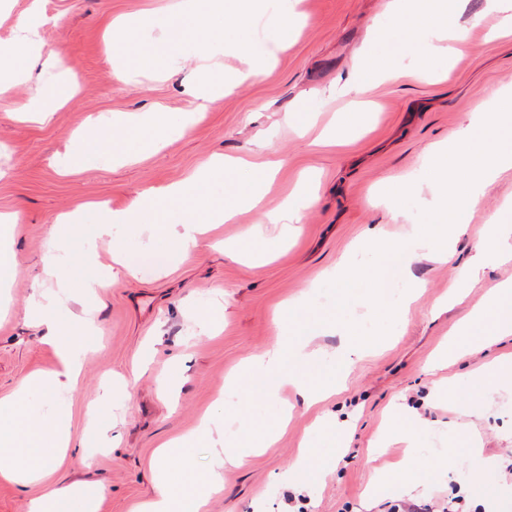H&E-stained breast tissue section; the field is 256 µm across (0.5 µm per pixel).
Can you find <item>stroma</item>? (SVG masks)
Wrapping results in <instances>:
<instances>
[{"mask_svg":"<svg viewBox=\"0 0 512 512\" xmlns=\"http://www.w3.org/2000/svg\"><path fill=\"white\" fill-rule=\"evenodd\" d=\"M390 2L301 0L298 33L264 74L210 102L200 123L158 153L132 165L103 158L75 175L61 174L56 160L90 121L153 108L172 113L194 108L187 93L198 74L192 57H177L162 79L147 71L123 83L110 76L113 19L149 17L163 12L170 0H5L0 7V40L10 37L33 4L53 16L44 38L61 53L77 86L46 125L0 111V142L12 148L10 159L0 158V212L22 213L10 266L0 272L5 299L0 306V398L30 374L58 365L54 349L42 340L41 326L26 314L34 291L47 296L55 291V280L45 275L41 260L54 249L50 230L58 215L90 200L125 208L139 192L185 178L212 155L251 158L261 139L268 144V158L282 163L265 193V209L280 208L305 169L316 168L320 180L318 199L301 212L296 231L259 266L224 253L225 243L252 230L267 237L280 234V226L255 225L251 211L206 232L203 245L170 268L140 262L148 238L139 225L118 228L115 236L126 249L130 269L116 282L107 273L113 265L109 246L98 247L96 263L85 258L82 227L91 223V215L70 228L66 274L84 290L76 301L66 302L61 316L69 320L91 309L95 317L83 338L87 354L68 401L74 447L58 461L57 476L102 484V512H127L131 501L153 493L152 456L159 440L193 431L205 416L236 404V395L224 384L243 358L279 343L284 305L297 302L312 284L319 289L317 303L331 304L326 272L345 257L368 262L369 235L389 243L404 240L408 225L419 223L422 204L413 201L404 217H393L382 202L384 188L404 179L425 181L426 148L450 140L498 90L512 88V35H498L500 17L488 11L486 0H463L461 23L476 14L483 22L471 29V49L455 58L448 80L433 84L415 78L412 54L404 52L397 76L367 94L376 111L374 129L346 145L316 144L321 129L348 109L349 100L339 90L356 65L371 23L387 22ZM305 101L316 114L312 128L301 136L287 126L286 115ZM510 203L512 171H507L467 212L466 231L453 241L447 262L422 256L411 262L390 297L398 319L383 340L352 353L344 385L335 395L308 409L289 390L274 401L253 392L255 417L275 419L286 403L291 408L288 425L271 447L249 456L244 466L225 470L224 486L211 497L208 512H287L294 489L302 492V512H389L396 500L446 503L456 484L483 512H512V478L503 473L512 462V388L502 387L478 403L463 395L451 405L434 396L444 379L465 386L471 370L512 348V337L442 369H428L452 326L478 306L485 289L512 280V261L490 262L461 302L445 311L434 308L454 285L457 268L484 239L488 224ZM96 276L100 286L88 287ZM416 281L425 287L415 300H407ZM202 312L221 317L219 328L200 332L196 318ZM109 383L118 387L103 415L113 443L105 452L83 454L77 444L88 437V419L98 413L101 388ZM396 406L425 426L417 439L420 464L410 483L374 494L370 487L377 474L406 450L402 441L373 449ZM322 414L335 421L331 439L318 440L319 458L289 474V464L303 452L306 428ZM461 431L493 460L484 479H474L463 453L445 467L435 465L440 449Z\"/></svg>","mask_w":512,"mask_h":512,"instance_id":"stroma-1","label":"stroma"}]
</instances>
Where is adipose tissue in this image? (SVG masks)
<instances>
[{
  "label": "adipose tissue",
  "mask_w": 512,
  "mask_h": 512,
  "mask_svg": "<svg viewBox=\"0 0 512 512\" xmlns=\"http://www.w3.org/2000/svg\"><path fill=\"white\" fill-rule=\"evenodd\" d=\"M461 9L462 0H394L391 21L371 25L367 44L345 85L351 106L323 130L322 143L332 146L337 133L350 135L367 128L371 106L364 94L372 84L395 76V60L407 48H414L415 70L423 77L432 75L435 55L452 59L469 48L468 29L459 22ZM47 21L45 12L33 7L19 20L14 40L0 43V88L33 78L42 85L38 97L5 99L0 101V109L27 115L39 124L51 122L54 112L73 92L72 83L60 73L61 54L47 48L41 39V28ZM277 171V162L270 160L249 163L228 156L212 157L189 176L139 194L126 208L112 210L97 202L88 203V210L96 214L89 238L103 242L120 226L142 224L152 250L160 252L168 263H175L183 251L200 245L203 225L228 222L243 211L255 209ZM314 184V176H305L280 210L260 213V223H295L300 211L316 198ZM503 252L512 253L511 207L499 212L486 243L479 245L470 263L459 269L449 300L459 299L478 280L485 263ZM29 313L46 322V340L56 347L59 366L23 383L0 414L5 419L0 426V479L22 490L49 478L54 460L65 456L72 446L64 420H57L54 433L43 431L33 395L46 390L54 402L65 400L82 365V350L64 320L46 315L39 299ZM511 335L512 281L488 289L482 306L452 329L447 347L436 360L454 359L464 346L480 351ZM67 503L77 504L79 512H101L103 492L97 486L74 482L34 495L28 512H61Z\"/></svg>",
  "instance_id": "adipose-tissue-1"
}]
</instances>
